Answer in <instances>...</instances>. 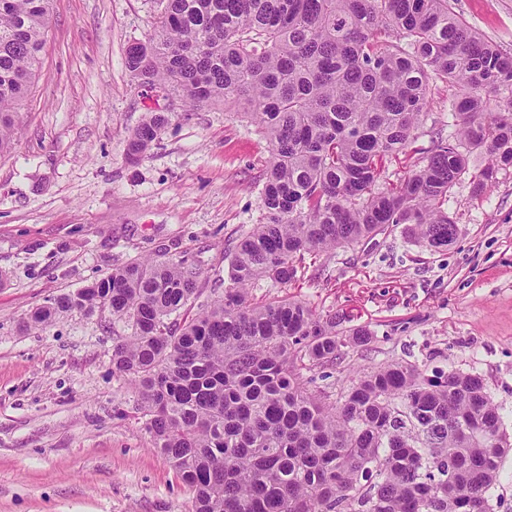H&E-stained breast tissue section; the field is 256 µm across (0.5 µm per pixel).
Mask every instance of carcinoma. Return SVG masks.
<instances>
[{
	"label": "carcinoma",
	"mask_w": 512,
	"mask_h": 512,
	"mask_svg": "<svg viewBox=\"0 0 512 512\" xmlns=\"http://www.w3.org/2000/svg\"><path fill=\"white\" fill-rule=\"evenodd\" d=\"M126 67L193 108L241 106L270 146L262 220L228 260L227 285L191 312L200 269L137 258L36 308L46 326L109 312L131 327L112 366L135 383L153 449L192 492V512H489L512 442L476 374L427 375L392 362L349 380L332 401L313 371L361 347L337 317L260 281H297L305 256L354 247L398 224L428 248L452 244L448 193L468 176L481 195L512 166V53L467 25L454 0H159ZM51 0H0V154L11 150L42 63ZM458 89L454 131L412 148L430 82ZM149 112L129 135L136 162L169 124ZM424 153L392 187V161ZM491 165L469 168V155Z\"/></svg>",
	"instance_id": "obj_1"
}]
</instances>
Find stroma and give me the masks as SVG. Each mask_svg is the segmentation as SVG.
Segmentation results:
<instances>
[{"instance_id":"35a3bbf8","label":"stroma","mask_w":512,"mask_h":512,"mask_svg":"<svg viewBox=\"0 0 512 512\" xmlns=\"http://www.w3.org/2000/svg\"><path fill=\"white\" fill-rule=\"evenodd\" d=\"M456 12L512 52V0H456ZM155 0H53L42 66L12 150L0 155V512H192V494L157 454L112 346L130 327L79 313L43 328L29 312L134 258L187 256L208 288L224 253L262 218L268 143L220 105L186 112L172 88L142 87L126 51L153 31ZM415 148L452 123L434 81ZM171 121L137 162L126 140L146 113ZM447 209L454 242L433 251L399 225L369 243L306 258L291 296L345 316L372 339L316 387L391 361L480 375L512 435V168L482 199L469 179Z\"/></svg>"}]
</instances>
